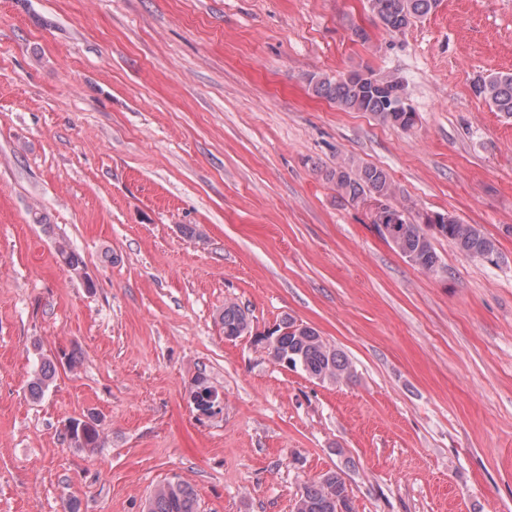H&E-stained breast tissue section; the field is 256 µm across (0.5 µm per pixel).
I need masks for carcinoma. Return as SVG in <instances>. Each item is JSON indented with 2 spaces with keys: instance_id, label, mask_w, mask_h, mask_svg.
<instances>
[{
  "instance_id": "cac0c4a2",
  "label": "carcinoma",
  "mask_w": 512,
  "mask_h": 512,
  "mask_svg": "<svg viewBox=\"0 0 512 512\" xmlns=\"http://www.w3.org/2000/svg\"><path fill=\"white\" fill-rule=\"evenodd\" d=\"M373 12L390 31H399L412 21L434 9L438 0H369ZM377 87L364 86L344 78H310L313 91L327 98L344 111L369 112L383 123L407 129L413 126L414 113L396 112L389 100L390 91L406 90L402 81H394L390 75L369 71ZM477 93L495 111L512 117V73L499 72L482 79ZM338 191L352 202L368 197H380L391 201L394 194L389 174L374 165L343 161L329 173ZM377 233L409 262L436 274L440 269L439 257L430 236L422 225L406 212L396 225L397 233L388 235L382 224L372 220ZM438 234L454 242L465 254L479 257L492 264L497 263L498 252L492 240L473 224H466L457 217L439 225ZM59 260L72 273L80 276L83 261L67 243H57ZM224 337L236 340L251 333V317L248 310L229 301L218 315ZM267 349L273 360L288 358L292 368L299 369L310 378L319 381L350 379L352 364L340 350L326 343L318 331L307 324H296L293 318H285L274 333L266 337ZM56 368L52 361H41L28 384L31 398L39 399L53 383ZM98 419L89 414L83 419L68 421L67 435L78 448H96L100 444ZM145 512H199L194 489L182 482H168L159 487L149 498ZM293 512H353V501L342 473L329 470L318 479L305 484L295 500Z\"/></svg>"
}]
</instances>
